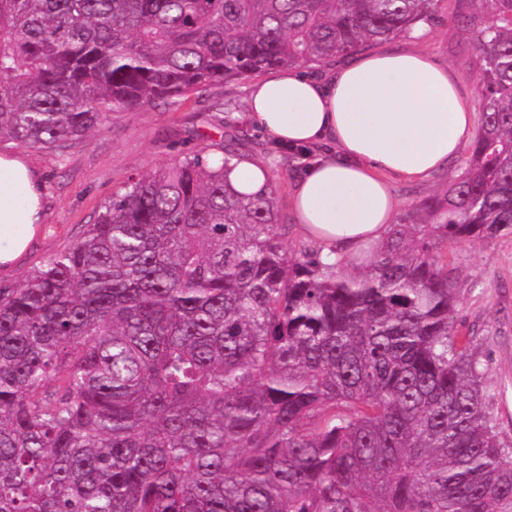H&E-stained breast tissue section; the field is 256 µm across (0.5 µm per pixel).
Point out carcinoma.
Here are the masks:
<instances>
[{"mask_svg": "<svg viewBox=\"0 0 512 512\" xmlns=\"http://www.w3.org/2000/svg\"><path fill=\"white\" fill-rule=\"evenodd\" d=\"M440 0H0V146L410 34ZM481 117L356 262L286 249L233 141L130 176L0 288V512H512L448 245L512 235V0H473Z\"/></svg>", "mask_w": 512, "mask_h": 512, "instance_id": "obj_1", "label": "carcinoma"}]
</instances>
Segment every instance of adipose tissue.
<instances>
[{
  "label": "adipose tissue",
  "instance_id": "obj_1",
  "mask_svg": "<svg viewBox=\"0 0 512 512\" xmlns=\"http://www.w3.org/2000/svg\"><path fill=\"white\" fill-rule=\"evenodd\" d=\"M251 122L283 147L313 150L294 180L290 207L322 255L351 259L383 243L397 179L424 181L471 140L476 114L458 76L415 51L365 54L318 79L284 69L255 82ZM43 220L40 175L0 154V269L17 265Z\"/></svg>",
  "mask_w": 512,
  "mask_h": 512
}]
</instances>
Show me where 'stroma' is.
<instances>
[{
  "instance_id": "stroma-1",
  "label": "stroma",
  "mask_w": 512,
  "mask_h": 512,
  "mask_svg": "<svg viewBox=\"0 0 512 512\" xmlns=\"http://www.w3.org/2000/svg\"><path fill=\"white\" fill-rule=\"evenodd\" d=\"M471 7L470 0H442L433 22L419 24L413 34L390 41L388 47L430 53L460 72L462 91L475 106L480 102L477 81L461 72L471 53L472 36L453 20ZM251 86L246 79L215 92L201 91L176 111L157 103L137 112L108 113L100 129L62 158L43 149H23L43 180L44 220L23 259L10 271L0 272V287L14 286L34 267L69 248L130 175L209 147L228 135L240 137L244 156L265 162L275 146L248 118ZM215 93L223 96L224 111H210ZM460 172L455 162L423 183L395 181L393 190L400 201L396 219L405 218L422 201L444 195ZM448 258L460 272L455 329L470 336L486 368L482 387L487 404L500 439L512 445V237L452 245Z\"/></svg>"
}]
</instances>
